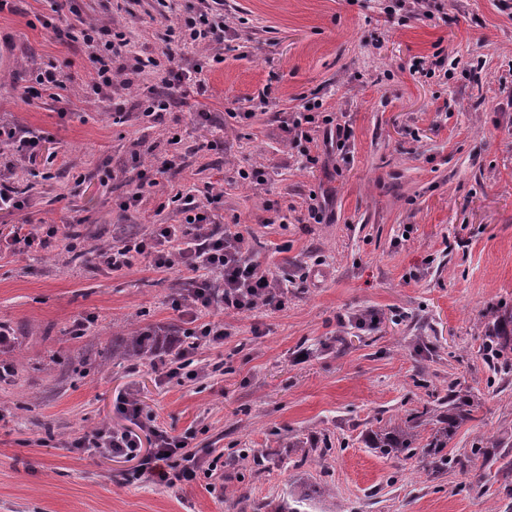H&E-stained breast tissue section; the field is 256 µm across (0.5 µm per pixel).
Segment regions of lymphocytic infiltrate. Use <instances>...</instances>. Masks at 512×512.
Segmentation results:
<instances>
[{
	"label": "lymphocytic infiltrate",
	"instance_id": "lymphocytic-infiltrate-1",
	"mask_svg": "<svg viewBox=\"0 0 512 512\" xmlns=\"http://www.w3.org/2000/svg\"><path fill=\"white\" fill-rule=\"evenodd\" d=\"M90 49L95 73L91 91L108 98L114 84L112 63L130 43L128 31L120 27L87 23L79 32ZM167 44H223L224 14L211 7L209 0H199L196 10L177 15L169 25ZM0 146L8 153L0 163V210L22 209L23 198L12 185L18 160L36 161L40 138L30 129L0 121ZM222 193H206L203 199L191 197L183 201L184 221L180 224H158L143 239L126 245L99 248L93 259L98 265L119 271L143 261L157 269H186L193 274L187 295L173 299L172 307L191 323L192 335L205 347L223 345L228 331L223 321H200L202 310L213 304L236 312H252L262 307H282L288 292L284 279L263 272L251 257L249 240L239 232L221 229L218 206ZM151 462L165 464L174 480H192L200 468L186 450L185 438L157 429ZM73 448L88 454H120L136 458L141 443L138 436L104 426L73 440Z\"/></svg>",
	"mask_w": 512,
	"mask_h": 512
}]
</instances>
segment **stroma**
Wrapping results in <instances>:
<instances>
[{
	"label": "stroma",
	"instance_id": "obj_1",
	"mask_svg": "<svg viewBox=\"0 0 512 512\" xmlns=\"http://www.w3.org/2000/svg\"><path fill=\"white\" fill-rule=\"evenodd\" d=\"M435 2L431 18L407 19L396 0H224L223 45L173 50L183 67L203 63L205 93L155 120L141 102L167 86L134 71L165 48L155 0L118 14L110 0L0 10V113L43 137L14 176L26 205L0 211V229L82 233L67 265L52 249L0 250V324L16 330L19 364L0 381V512H276L318 485L308 512H512V472L491 475L482 458L439 469L370 446L453 390L476 407L454 446L493 436L512 461V374H493L483 353L486 326L512 311V8ZM109 19L135 42L114 63L129 85L102 100L70 33ZM45 69L65 85L32 95ZM313 104L350 132L328 158L321 129L298 144L284 130ZM136 155L173 166L124 211ZM210 189L262 270L288 279L285 304L203 310L230 331L197 351L203 378L167 380L149 359L126 371L116 337L184 336L171 302L188 274L112 271L94 250L122 229L180 223L176 194ZM315 196L331 200L319 223ZM86 317V335L72 336ZM127 395L139 417L119 411ZM102 425L137 434L144 458L154 425L224 465L170 485L126 457L72 449Z\"/></svg>",
	"mask_w": 512,
	"mask_h": 512
}]
</instances>
